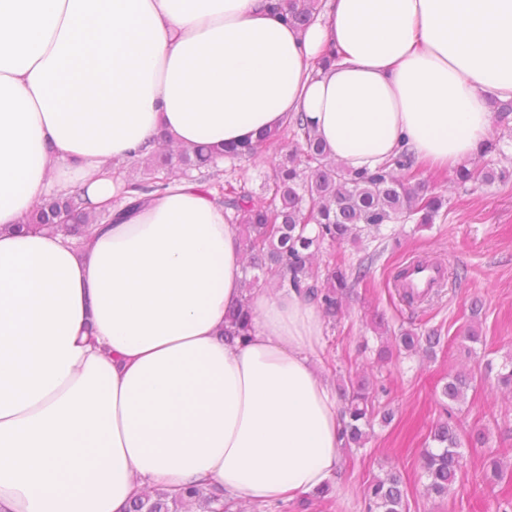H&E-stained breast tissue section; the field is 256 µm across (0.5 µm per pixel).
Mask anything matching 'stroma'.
I'll list each match as a JSON object with an SVG mask.
<instances>
[{
	"label": "stroma",
	"mask_w": 512,
	"mask_h": 512,
	"mask_svg": "<svg viewBox=\"0 0 512 512\" xmlns=\"http://www.w3.org/2000/svg\"><path fill=\"white\" fill-rule=\"evenodd\" d=\"M418 182L443 195L447 213L432 228L394 225L393 238L324 246L317 257L327 264L332 252L358 264L376 255L368 282L356 286L336 324H325L321 365L331 381L348 374H363L373 382L376 404L394 412L391 423H375L374 434L362 448L342 451V466L333 484L330 505L311 506L309 512H365L364 488L388 466H398L406 481L409 512H502L512 501V398L493 392L483 383L469 390L453 411L464 428L481 427L485 444L464 446L463 471L445 499L429 497L420 468V451L431 427L441 417V390L448 375L501 365L512 356V180L491 185L458 184L455 171L419 170ZM445 262L449 276L442 293L432 302L411 305L403 301L393 276L412 258ZM466 276L456 279L457 268ZM479 302V316H472V302ZM383 315L391 329L415 326L438 328L451 349H440L431 358L405 354L379 363L380 344L371 320ZM478 323L482 340L472 344L464 336ZM501 458V480L482 481L488 457Z\"/></svg>",
	"instance_id": "1"
}]
</instances>
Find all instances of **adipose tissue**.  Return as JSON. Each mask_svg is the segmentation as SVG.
Instances as JSON below:
<instances>
[{"label": "adipose tissue", "instance_id": "ef3b65f1", "mask_svg": "<svg viewBox=\"0 0 512 512\" xmlns=\"http://www.w3.org/2000/svg\"><path fill=\"white\" fill-rule=\"evenodd\" d=\"M0 0V512H125L196 486L271 505L341 464L324 325L295 290L245 289L218 192L124 169L167 134L255 140L302 116L331 158L433 170L481 156L512 99V0ZM78 191L91 240L18 229ZM255 314L224 340L227 310ZM319 0H282L281 9L288 22L293 25L306 26L317 13Z\"/></svg>", "mask_w": 512, "mask_h": 512}]
</instances>
